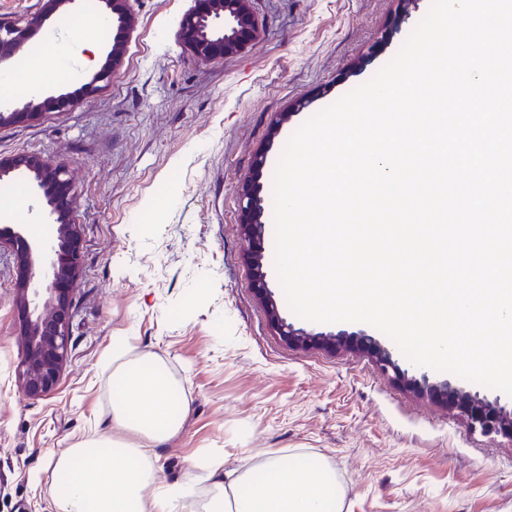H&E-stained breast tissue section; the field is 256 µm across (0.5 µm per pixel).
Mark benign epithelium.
Wrapping results in <instances>:
<instances>
[{
	"instance_id": "obj_1",
	"label": "benign epithelium",
	"mask_w": 512,
	"mask_h": 512,
	"mask_svg": "<svg viewBox=\"0 0 512 512\" xmlns=\"http://www.w3.org/2000/svg\"><path fill=\"white\" fill-rule=\"evenodd\" d=\"M51 9L42 17L21 27L0 23V68L11 64L24 49L32 32L44 26L52 13L70 6L76 0H49ZM128 0H104L101 16L115 24L106 62L94 82L108 80L111 71L119 66L125 55L126 31L135 19L127 7ZM259 35L258 22L251 9V0H194V5L183 15L179 38L198 58L214 62L248 47ZM72 95L54 90L41 101L19 97L7 106H0V126L18 118L35 119L41 109L66 112ZM30 172L34 175L31 192L43 203L42 218L50 233L41 240L27 235L22 224H0V247L5 245L17 255L22 265V279L17 288V300L22 309V356L16 374L20 389L29 397L50 393L58 383L71 340L72 311L68 296L60 285H76L80 276L79 255L74 244L79 238V225L68 219L72 200L57 193V188L68 185L65 169L40 157L12 160L0 159V180ZM245 212L249 219L245 233L261 244L265 225L260 221L263 208L259 192L246 196ZM271 322L279 335L288 342L307 346L319 344L328 349L355 348L369 354L383 372H392L393 378L420 388L450 409L460 413L473 432L487 437H502L512 443V407L490 400L478 391L467 390L450 380L431 383L426 375L416 377L393 359L392 353L376 338L364 331L317 332L287 324L276 305L269 307Z\"/></svg>"
}]
</instances>
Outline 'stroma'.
<instances>
[{
  "mask_svg": "<svg viewBox=\"0 0 512 512\" xmlns=\"http://www.w3.org/2000/svg\"><path fill=\"white\" fill-rule=\"evenodd\" d=\"M191 0H130L135 25L123 61L84 92L106 60L105 37L75 29L83 0L43 31L98 44L69 111L0 126V158L40 156L64 166L80 226L81 275L71 293L72 336L55 389L22 394L16 367L18 262L0 249V512H52L49 457L113 433L112 343L128 358L164 363L187 403L181 431L156 449L159 481L183 488L176 512H198L223 472L264 454L323 458L345 512H512V443L470 433L465 420L379 370L359 350L288 345L269 303L310 332L367 330L316 323L290 308L275 268L273 183L291 135L371 79L399 52L431 0L399 17L397 0H253L259 37L222 62L178 38ZM289 113L278 122L280 113ZM262 184L263 246L243 228V192ZM266 274L260 294L254 268Z\"/></svg>",
  "mask_w": 512,
  "mask_h": 512,
  "instance_id": "stroma-1",
  "label": "stroma"
}]
</instances>
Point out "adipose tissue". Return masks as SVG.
<instances>
[{
  "instance_id": "obj_1",
  "label": "adipose tissue",
  "mask_w": 512,
  "mask_h": 512,
  "mask_svg": "<svg viewBox=\"0 0 512 512\" xmlns=\"http://www.w3.org/2000/svg\"><path fill=\"white\" fill-rule=\"evenodd\" d=\"M112 427L109 439L88 438L50 459L56 478L52 512H176L182 492L161 486L155 448L179 433L181 391L164 364L125 358L112 347ZM335 472L321 458L271 455L216 490L201 512H343Z\"/></svg>"
}]
</instances>
